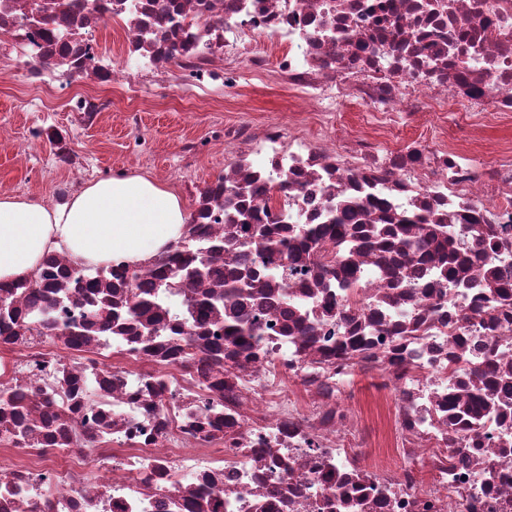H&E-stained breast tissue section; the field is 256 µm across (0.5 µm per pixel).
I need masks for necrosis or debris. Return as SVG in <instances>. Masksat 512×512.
<instances>
[{
  "label": "necrosis or debris",
  "instance_id": "obj_1",
  "mask_svg": "<svg viewBox=\"0 0 512 512\" xmlns=\"http://www.w3.org/2000/svg\"><path fill=\"white\" fill-rule=\"evenodd\" d=\"M173 68L183 100L303 107L226 127L223 171L184 184L179 260L234 248L220 274L169 285L159 254L88 289L53 252L0 285V512H512V140L483 138L512 131V0H0L40 111L91 125Z\"/></svg>",
  "mask_w": 512,
  "mask_h": 512
}]
</instances>
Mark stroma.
<instances>
[{"label":"stroma","instance_id":"35a3bbf8","mask_svg":"<svg viewBox=\"0 0 512 512\" xmlns=\"http://www.w3.org/2000/svg\"><path fill=\"white\" fill-rule=\"evenodd\" d=\"M169 82L178 85V75ZM170 90L142 85L136 99L124 91L112 90V110L94 126L86 127L64 112H35L26 105L18 81L0 75V125L12 131L10 139L0 141V193H23L46 202L56 182L71 177L74 166L91 165L114 172L126 171L156 177L160 170L170 176L164 185L179 191L181 180L204 183L224 168L223 146L213 139L226 125L268 120L287 121L295 108L287 92L260 84L225 90L214 96L192 101L179 100ZM137 109V120L128 123L129 109ZM34 125L52 127L80 152L74 165H58L49 146L32 149L21 157L18 147L27 129ZM208 144L209 149L195 159H184L185 142Z\"/></svg>","mask_w":512,"mask_h":512}]
</instances>
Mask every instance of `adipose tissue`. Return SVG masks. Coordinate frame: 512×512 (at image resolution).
<instances>
[{
    "instance_id": "1",
    "label": "adipose tissue",
    "mask_w": 512,
    "mask_h": 512,
    "mask_svg": "<svg viewBox=\"0 0 512 512\" xmlns=\"http://www.w3.org/2000/svg\"><path fill=\"white\" fill-rule=\"evenodd\" d=\"M188 215L178 196L143 176L79 189L61 206L0 196V282L34 273L50 251L85 263L147 262L177 241Z\"/></svg>"
}]
</instances>
